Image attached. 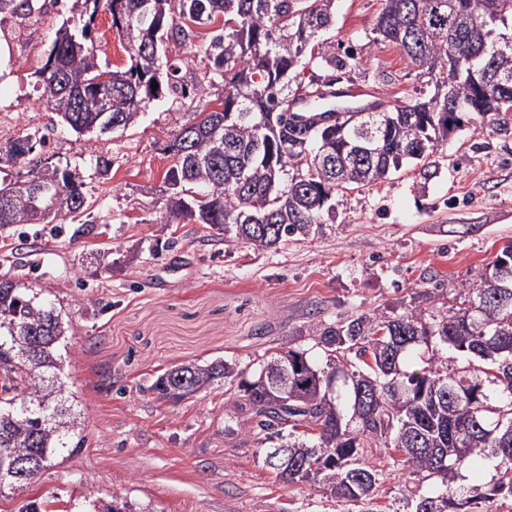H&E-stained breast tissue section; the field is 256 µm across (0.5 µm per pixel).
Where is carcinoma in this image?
I'll return each instance as SVG.
<instances>
[{"instance_id": "obj_1", "label": "carcinoma", "mask_w": 512, "mask_h": 512, "mask_svg": "<svg viewBox=\"0 0 512 512\" xmlns=\"http://www.w3.org/2000/svg\"><path fill=\"white\" fill-rule=\"evenodd\" d=\"M87 19L81 30L62 26L38 70L48 109L74 132L105 125L126 128L141 105L167 90L182 100H203L200 83L163 63L165 43L186 44L194 27L220 17L206 49L208 83L224 87L222 109L192 112L167 146L174 159L166 183L175 208L166 221L224 225L225 242L256 250L310 235L333 218L336 193L377 183L406 165L428 168L448 136L462 129L461 115L491 119L495 132L512 134V46H494L495 34L512 33V0H382L376 40L399 47L429 76L434 93L412 105L353 112L311 128L289 121L285 101L315 62L342 70L330 46L312 41L333 26L335 0H76ZM40 0H0V22L26 19ZM121 30L141 26L148 43L128 42L125 83L112 86V111L96 106V79L106 70L94 52L98 15ZM158 88H152V82ZM47 134L35 129L0 143V166L24 163L25 179L0 182V227L42 224L37 204L54 214L90 208L85 183L69 168L33 161ZM314 160L306 162V153ZM512 246L501 249L479 279L459 289L454 312L411 305L401 313L361 314L309 327L321 365L300 346H282L254 371L234 360L173 366L151 385L161 398L181 400L218 380L237 384L240 430L267 449L264 462L285 483L319 480L347 501L373 500L381 470L367 461L365 445L382 440L402 453L414 488L412 512H470L471 505L512 498V478L491 488L474 483L457 494L452 484L496 460L512 471L508 448L486 434L512 425ZM67 332L57 309L34 289L0 280V489L16 491L34 480L65 448H82L75 418L55 386L58 344ZM509 351L492 358L484 342ZM459 352L467 366L453 373L435 345ZM361 368H353L350 356ZM493 385L483 383L485 367ZM482 384L481 402L464 398ZM279 401L281 411H265ZM305 428L314 443L294 437ZM436 478L440 487L423 490ZM93 512H153L127 501H100Z\"/></svg>"}]
</instances>
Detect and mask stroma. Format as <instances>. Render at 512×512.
<instances>
[{
	"label": "stroma",
	"instance_id": "1",
	"mask_svg": "<svg viewBox=\"0 0 512 512\" xmlns=\"http://www.w3.org/2000/svg\"><path fill=\"white\" fill-rule=\"evenodd\" d=\"M381 9L382 0H336L335 24L320 37L337 57L354 55L352 87L389 108L408 105L432 88L398 47L370 42ZM65 23L81 26L75 0L0 23V140L50 128L45 153L82 177L93 221L67 215L0 228V277L42 290L61 311V378L84 443L0 497V512L32 498L50 500L54 512L112 499L155 512H402L407 469L383 445L368 454L383 465L373 505L345 501L319 481L280 482L262 447L230 434L236 399L223 384L179 402L158 399L151 385L181 363L259 366L276 346L312 347L311 324L400 312L426 290L435 307L457 309L462 285L512 242V136L466 127L435 149L429 169L409 166L338 193L335 222L311 236L267 251L228 246L223 228L163 220L173 197L165 148L191 116L186 104L162 96L127 129L79 136L41 103L36 71ZM197 32L166 55L203 84L209 29ZM95 35L99 62L126 69L128 45L108 13ZM101 154L112 158L105 177L94 172Z\"/></svg>",
	"mask_w": 512,
	"mask_h": 512
}]
</instances>
